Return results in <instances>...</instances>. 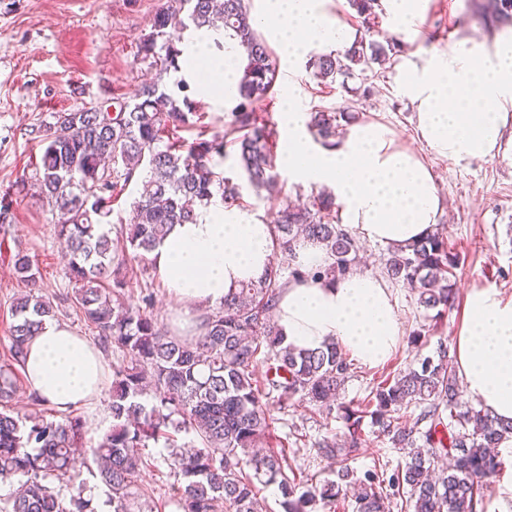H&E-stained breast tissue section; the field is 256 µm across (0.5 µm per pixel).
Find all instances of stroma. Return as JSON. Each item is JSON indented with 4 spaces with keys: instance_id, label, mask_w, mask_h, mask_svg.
I'll return each instance as SVG.
<instances>
[{
    "instance_id": "35a3bbf8",
    "label": "stroma",
    "mask_w": 512,
    "mask_h": 512,
    "mask_svg": "<svg viewBox=\"0 0 512 512\" xmlns=\"http://www.w3.org/2000/svg\"><path fill=\"white\" fill-rule=\"evenodd\" d=\"M162 0H0V190L15 181L31 179L42 145L34 129L53 112L89 107L110 97H128L156 72L144 62L138 46L151 30ZM488 0H432L430 11L414 41L401 45L402 52L429 55L451 46L458 37L490 38L494 29L483 27L481 6ZM392 64L372 65L356 73L346 84H329L313 75L309 60L295 67L278 64L272 95L256 103L259 116L278 121L283 88L294 80L306 112L345 110L388 125L400 142L412 147L431 166L445 201L438 230L449 250L459 257L455 274L458 306L440 316L424 312L415 293L393 285V296L403 325L402 341L383 364L373 368L352 365L340 398L344 404L361 403L382 372L395 370L427 356L439 346H453L462 325L463 301L475 288H493L512 297V140L504 139L494 158L456 161L436 155L415 132L411 105L398 93ZM188 94L196 111L205 115L208 134L220 135L231 119L236 99L221 101L200 93L190 84ZM219 171L240 186L241 206L260 219L272 221L286 203H311L320 188L294 181L283 167H276L274 191H255L243 175L234 146ZM12 221L0 226V361L8 354L12 306L25 294L24 285L10 272L9 256L24 251L38 267L36 294L49 299L57 322L77 335L93 333L69 299L68 279L55 218L35 188L25 187L12 198ZM120 272L130 282L129 304L143 308L172 333L188 336L181 305L171 296L151 261L131 257L118 260ZM150 303H143V296ZM273 415L274 446L297 450L294 471L305 472L316 482L335 479L339 461L324 457L318 444L324 438L344 439L348 425L340 411H326L306 400L285 403L268 398ZM148 453L158 467L145 469L141 480L153 489L157 512H176L172 503L174 482L163 463L162 444L149 443ZM399 450L383 443L370 419L360 425L359 444L348 465L356 474L377 469L392 474L400 465Z\"/></svg>"
}]
</instances>
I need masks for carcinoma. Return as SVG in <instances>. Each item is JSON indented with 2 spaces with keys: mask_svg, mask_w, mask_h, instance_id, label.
<instances>
[{
  "mask_svg": "<svg viewBox=\"0 0 512 512\" xmlns=\"http://www.w3.org/2000/svg\"><path fill=\"white\" fill-rule=\"evenodd\" d=\"M357 14L376 15L379 0H348ZM490 26H512V0H494ZM222 34L244 52L238 83L239 103L221 137L193 141L180 132L201 123L179 79L169 87L161 80L143 83L130 98H112L73 112H52L35 132L46 147L34 179L57 216V236L74 283V304L96 331L103 347L122 353L112 366V426L91 457L81 454L85 421L71 412L58 421L19 416L10 409L25 365V345L43 320L55 315L53 305L29 293L13 305L11 345L0 365V480L22 482L19 493L0 512H87L82 470L98 471L113 512H131L134 496L146 497L139 485L149 441L164 440L167 463L176 478L173 500L178 512H257L253 477L278 484L284 512H320L356 486L352 512H485L490 479L505 467L498 447L512 434L489 413L462 407V392L448 349L437 358L410 363L372 387L359 409L343 407L350 432L346 445L322 442L328 458L344 465L337 480L324 484L307 475L289 477L284 451L266 447L273 418L260 381L258 363L266 364L265 381L286 402L299 397L331 409L350 369L348 357L334 343L300 351L283 343L272 321L284 284L281 270L244 284L224 297L217 311L203 319L201 336L188 341L170 333L157 319L126 303L129 282L119 276L104 287L112 258V202L132 183L140 185L134 222L120 229L124 248L145 259L175 224L194 221L193 205L215 194L226 204L239 197V185L215 172L226 142L236 146L239 165L255 190L276 179L274 125L260 118L253 105L273 88L277 63L259 35L246 0H168L154 16L138 54L158 74L180 69L177 43L189 29ZM375 42L355 43L339 54L314 58L315 76L336 82L396 51ZM350 112L320 110L308 126L327 144ZM336 200L319 193L311 205H288L273 222L276 250L292 256L299 239L320 244L332 262L314 273L330 280L356 265L354 238L336 221ZM13 277L30 287L39 271L28 255L10 259ZM458 265L444 238H425L390 249L385 263L389 279L418 295L425 310H447L456 300L451 280ZM420 409L413 423L404 411ZM377 427V437L404 455V464L387 478L375 472L354 476L345 464L358 448L355 436L362 418ZM183 433L189 440L178 442Z\"/></svg>",
  "mask_w": 512,
  "mask_h": 512,
  "instance_id": "cac0c4a2",
  "label": "carcinoma"
}]
</instances>
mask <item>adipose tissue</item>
Listing matches in <instances>:
<instances>
[{"instance_id":"adipose-tissue-1","label":"adipose tissue","mask_w":512,"mask_h":512,"mask_svg":"<svg viewBox=\"0 0 512 512\" xmlns=\"http://www.w3.org/2000/svg\"><path fill=\"white\" fill-rule=\"evenodd\" d=\"M257 19L284 61L350 46L352 29L330 15L327 0H260ZM431 0H381L391 30L413 41ZM205 37L189 48L193 61L217 76L210 95L232 96L238 69L230 51L213 52ZM399 93L415 112L416 134L437 155L485 160L512 129V32L492 39L461 38L450 49L402 56ZM288 132L284 167L297 181L328 185L341 203L343 224L362 239L403 246L437 229L443 200L430 166L403 146L384 123L362 118L332 144L313 146L308 115L288 87L280 111ZM196 221L174 225L150 257L170 293L186 307L223 303L242 284L263 279L274 263L272 226L250 210L213 197L197 206ZM454 338L457 373L466 395L492 417L512 423V298L472 289ZM276 324L285 342L303 350L333 343L364 365L385 361L401 338L396 301L385 278L353 272L334 281H289ZM103 360L84 337L45 320L26 347L24 374L31 392L67 412L100 393Z\"/></svg>"}]
</instances>
